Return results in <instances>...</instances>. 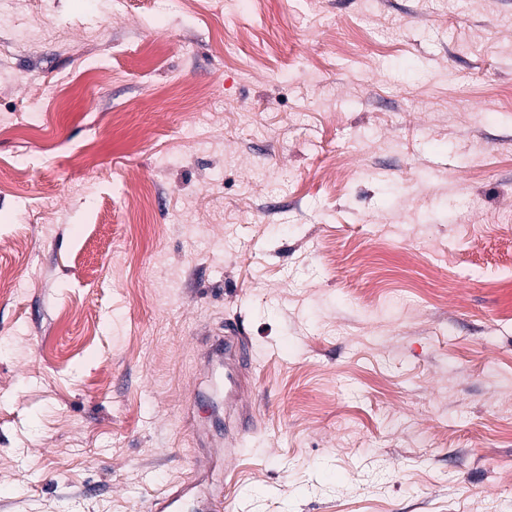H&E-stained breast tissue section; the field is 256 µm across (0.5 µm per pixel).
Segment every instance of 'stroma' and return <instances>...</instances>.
<instances>
[{
    "instance_id": "obj_1",
    "label": "stroma",
    "mask_w": 512,
    "mask_h": 512,
    "mask_svg": "<svg viewBox=\"0 0 512 512\" xmlns=\"http://www.w3.org/2000/svg\"><path fill=\"white\" fill-rule=\"evenodd\" d=\"M0 121V512L191 478L228 321L224 512H512V0H0ZM244 331L241 323L226 324L224 336L219 340L212 356H208L207 359L208 365L214 366L221 363L225 355L233 364V368L229 367L226 374L233 398L227 420L225 418L224 421V447L227 448L225 459L233 455L238 439L249 433L252 425V406L245 398L248 389L245 383V371L249 365V350L243 336ZM235 411L238 412L237 415ZM230 412L233 414L231 415Z\"/></svg>"
}]
</instances>
